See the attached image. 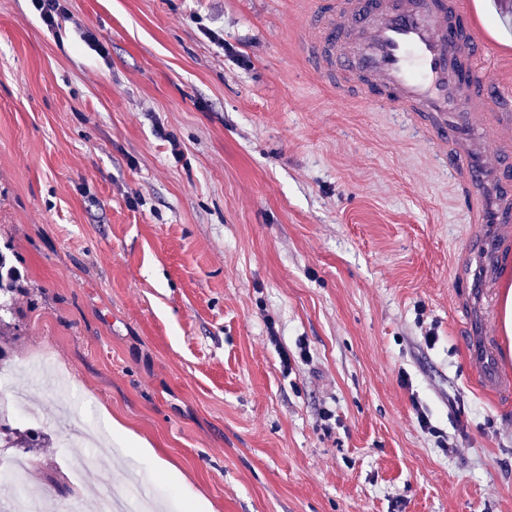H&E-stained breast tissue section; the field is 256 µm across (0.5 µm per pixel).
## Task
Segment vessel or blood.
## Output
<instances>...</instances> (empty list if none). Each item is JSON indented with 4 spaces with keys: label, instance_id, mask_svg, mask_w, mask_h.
Here are the masks:
<instances>
[{
    "label": "vessel or blood",
    "instance_id": "b4317fda",
    "mask_svg": "<svg viewBox=\"0 0 512 512\" xmlns=\"http://www.w3.org/2000/svg\"><path fill=\"white\" fill-rule=\"evenodd\" d=\"M475 0H319L298 52L338 94L350 93L410 118L459 178L476 224L512 223V149L484 117L512 112V92L493 86L490 49L476 36ZM503 246L476 251L486 281L497 277ZM481 363L487 386L503 385L491 323Z\"/></svg>",
    "mask_w": 512,
    "mask_h": 512
}]
</instances>
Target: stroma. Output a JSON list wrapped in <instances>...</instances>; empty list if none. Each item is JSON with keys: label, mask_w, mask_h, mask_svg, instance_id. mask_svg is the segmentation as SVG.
Masks as SVG:
<instances>
[{"label": "stroma", "mask_w": 512, "mask_h": 512, "mask_svg": "<svg viewBox=\"0 0 512 512\" xmlns=\"http://www.w3.org/2000/svg\"><path fill=\"white\" fill-rule=\"evenodd\" d=\"M314 2L63 0L52 30L0 0V248L31 289L12 391L53 435L48 512L134 476L164 512H512V390L463 329L490 304L471 242L500 232L401 116L306 68ZM510 17L481 0L512 87ZM130 449L133 450L136 454L144 456L150 463L157 466L160 472L174 479H183L179 472H177L176 469L172 467L169 463H167L165 460L160 458L155 448H152L149 444L136 443L135 448Z\"/></svg>", "instance_id": "35a3bbf8"}]
</instances>
